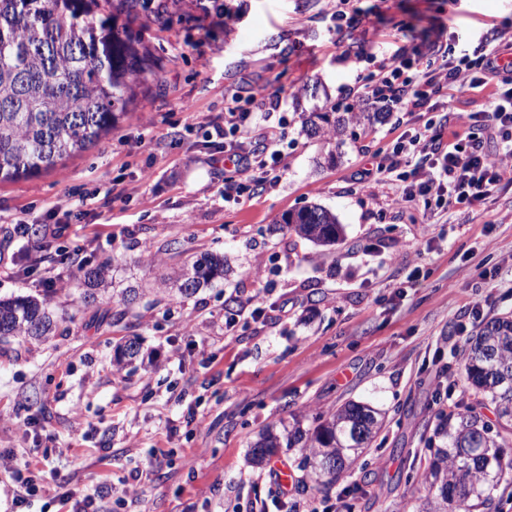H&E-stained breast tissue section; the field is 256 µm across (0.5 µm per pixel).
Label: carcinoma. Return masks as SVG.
Masks as SVG:
<instances>
[{
    "instance_id": "obj_1",
    "label": "carcinoma",
    "mask_w": 512,
    "mask_h": 512,
    "mask_svg": "<svg viewBox=\"0 0 512 512\" xmlns=\"http://www.w3.org/2000/svg\"><path fill=\"white\" fill-rule=\"evenodd\" d=\"M16 0H0V26L10 29L0 41V182L15 181L54 168L58 162L97 144L129 111L133 82L155 79L161 62L118 16L131 15L132 0H30L33 17L16 14ZM356 124L344 112L306 119L312 136L343 137ZM281 223L296 236L322 246L336 243L338 219L318 206L284 214ZM83 300L95 302L109 290L110 265L81 268ZM224 257L204 254L187 259L160 278L171 299L195 293L224 278ZM56 322L47 300L32 296L0 299V340L24 336L41 342L54 335ZM138 338L115 352L117 366L140 357ZM463 371L475 401L495 404L499 429L462 402L459 412L441 419L437 434L446 445L433 449L420 478L426 495L421 512H488L494 493L512 482V315L502 314L467 340ZM384 414L368 403L348 401L303 428L297 421L277 433L258 435L252 459L261 464L278 448L306 451L299 467L312 466L330 485L365 451L381 430Z\"/></svg>"
}]
</instances>
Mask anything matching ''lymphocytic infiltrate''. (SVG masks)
<instances>
[{
    "instance_id": "lymphocytic-infiltrate-1",
    "label": "lymphocytic infiltrate",
    "mask_w": 512,
    "mask_h": 512,
    "mask_svg": "<svg viewBox=\"0 0 512 512\" xmlns=\"http://www.w3.org/2000/svg\"><path fill=\"white\" fill-rule=\"evenodd\" d=\"M343 45V58L372 64L373 70L350 93L357 107L382 104L390 112L414 116L439 113V121L407 126L393 141L391 151L362 169L363 187L396 176L403 188L395 205H423L425 210L450 211L484 204L503 184L512 183V39L493 28L468 45L444 24L426 28L402 27L400 46L384 52L375 40L370 15L350 6V0H330L322 12ZM488 90L484 110L461 112L453 92ZM279 94L256 95L239 86L224 97V122L214 125L224 141V154L237 168L225 179L224 196L241 201L274 187L286 157L283 125H263L257 113L281 111ZM248 139L254 148L240 154L238 143Z\"/></svg>"
}]
</instances>
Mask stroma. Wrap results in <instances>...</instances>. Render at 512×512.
Wrapping results in <instances>:
<instances>
[{
    "label": "stroma",
    "instance_id": "stroma-1",
    "mask_svg": "<svg viewBox=\"0 0 512 512\" xmlns=\"http://www.w3.org/2000/svg\"><path fill=\"white\" fill-rule=\"evenodd\" d=\"M389 3L379 36L389 44L399 24L435 17L463 38L493 25L512 33V0ZM209 4L177 0L162 13L138 0L132 27L160 59L159 80L97 146L0 183V299L49 297L58 322L48 341L0 342V453L37 478L27 512H58L65 492L84 512H268L277 461L306 512L342 492L352 512H414L448 411L444 386L465 391L452 347L512 312V185L469 212L393 208L395 182L368 190L354 176L390 151L403 113L340 144L304 129L358 74L316 23L319 0H224L226 25ZM245 81L280 93L290 147L279 184L239 204L224 198V147L206 132ZM59 200L83 217L10 239L11 225L44 223ZM311 204L337 215L335 246L281 228L283 214ZM180 250L224 256L231 272L174 302L158 290L131 306L109 295L91 304L57 260L111 259L116 287H137L170 272ZM47 274L59 281L49 293ZM251 298L260 319L237 310ZM130 336L144 356L134 372L113 360ZM350 400L384 410L385 423L330 487L300 470L298 447L251 462L262 429L308 424Z\"/></svg>",
    "mask_w": 512,
    "mask_h": 512
}]
</instances>
